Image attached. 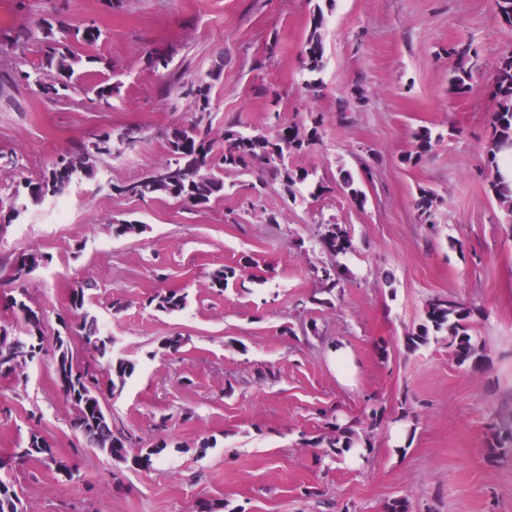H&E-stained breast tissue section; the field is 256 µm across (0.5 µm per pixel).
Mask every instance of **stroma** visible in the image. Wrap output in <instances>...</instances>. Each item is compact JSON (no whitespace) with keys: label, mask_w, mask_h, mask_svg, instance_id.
<instances>
[{"label":"stroma","mask_w":512,"mask_h":512,"mask_svg":"<svg viewBox=\"0 0 512 512\" xmlns=\"http://www.w3.org/2000/svg\"><path fill=\"white\" fill-rule=\"evenodd\" d=\"M494 0H0V324L24 296L43 319V351L19 374L0 376V478L25 512H512V446L491 453V423L512 413V234L481 174L494 101L488 82L512 54V27ZM325 21L323 88L311 96L300 52L315 7ZM44 19L96 21L104 33L78 47L84 83L48 99L16 80L34 71L39 43L10 46L14 29ZM472 40L480 56L471 93L448 90L456 60L449 44ZM170 57L168 68L151 55ZM224 70L211 90L214 134L226 126L267 136L323 117L312 150L288 156L312 171L322 195L301 186L224 171V194L203 209L173 198L119 195L115 184L148 176L165 156L166 130L189 125L196 107L182 83ZM115 85L111 105L85 86ZM363 89L365 101L352 100ZM432 131L430 152L405 163L412 134ZM113 143L95 176L60 197L21 206L18 185L39 178L58 155L107 131ZM361 178L364 207L351 202L340 170ZM441 204L420 218V190ZM142 231L116 236L113 224ZM346 229L340 289L311 297L314 270L329 257L315 246L319 225ZM35 254L26 292L10 265ZM233 266L227 288L210 276ZM87 286L85 309L113 351L138 364L107 393L112 426L137 447L167 446L153 469L132 470L87 447L55 374V342L69 318L72 288ZM186 295L176 314L157 312L156 290ZM474 311L472 334L487 358L458 365L442 341L408 350L429 299ZM122 299L126 307L115 311ZM185 344L173 352L167 337ZM345 352L352 371L336 365ZM357 421L371 441L366 459L319 458L315 440L331 420ZM165 431H157L159 421ZM47 438L71 476L37 459L13 460L30 430Z\"/></svg>","instance_id":"stroma-1"}]
</instances>
